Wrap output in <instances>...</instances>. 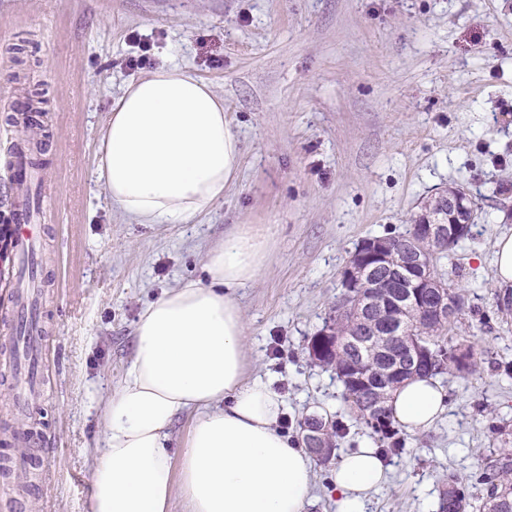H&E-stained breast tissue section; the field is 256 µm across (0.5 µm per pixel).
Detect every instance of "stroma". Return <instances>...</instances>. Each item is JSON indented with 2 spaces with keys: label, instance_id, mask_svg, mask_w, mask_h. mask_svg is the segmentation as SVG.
<instances>
[{
  "label": "stroma",
  "instance_id": "1",
  "mask_svg": "<svg viewBox=\"0 0 512 512\" xmlns=\"http://www.w3.org/2000/svg\"><path fill=\"white\" fill-rule=\"evenodd\" d=\"M148 63L129 68V59ZM175 63L208 81L243 148L237 179L190 224H131L97 178V144L126 83ZM34 109L52 193L42 195L38 277L47 336L32 412L47 446L15 439L0 371V459H31L0 512H91L94 445L146 304L188 278L237 227L269 242L235 297L246 374L283 397L285 435L312 415L348 428L338 453L373 440L308 340L343 294L363 238L398 235L454 185L475 223L438 255L465 296L454 343L485 353L442 374L448 411L406 436L367 512H438L448 474L473 475L512 435V314L497 307L494 244L512 233V0H0V193L12 180V119Z\"/></svg>",
  "mask_w": 512,
  "mask_h": 512
}]
</instances>
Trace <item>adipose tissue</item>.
I'll use <instances>...</instances> for the list:
<instances>
[{"label":"adipose tissue","instance_id":"ef3b65f1","mask_svg":"<svg viewBox=\"0 0 512 512\" xmlns=\"http://www.w3.org/2000/svg\"><path fill=\"white\" fill-rule=\"evenodd\" d=\"M98 180L138 224H186L223 200L242 160L224 101L190 70L168 65L129 81L97 146ZM267 239L241 229L205 257L207 281L186 280L143 310L134 352L104 405L94 451L92 512H304L309 453L279 428L282 396L245 379V317L234 291L255 283ZM438 379L411 380L390 407L407 431L430 430L447 408ZM191 417L179 457L168 443ZM376 448L344 456L331 478L336 512H365L386 479Z\"/></svg>","mask_w":512,"mask_h":512}]
</instances>
